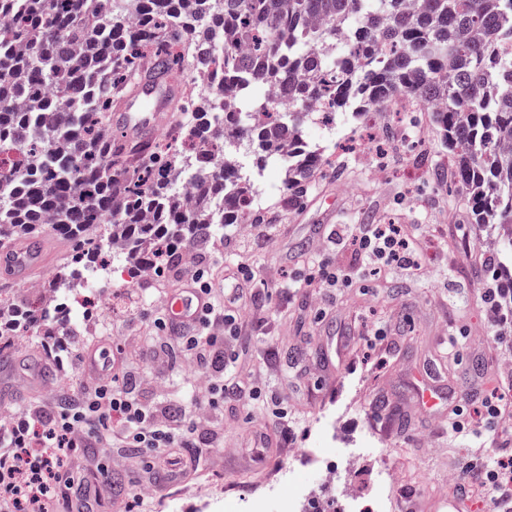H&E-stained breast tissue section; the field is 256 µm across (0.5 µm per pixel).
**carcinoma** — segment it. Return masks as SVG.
<instances>
[{"label":"carcinoma","mask_w":512,"mask_h":512,"mask_svg":"<svg viewBox=\"0 0 512 512\" xmlns=\"http://www.w3.org/2000/svg\"><path fill=\"white\" fill-rule=\"evenodd\" d=\"M214 54L240 94L222 109L190 96L191 119L166 144L127 148L112 105L144 65L174 70ZM278 88L288 109L273 107ZM399 94L430 113L452 158L451 183L498 253L485 275L512 309V0H0V245H36L44 226L68 246L51 281L96 272L121 256L125 272L166 267L174 250L237 224L255 198L243 144L277 162L296 197L322 165L304 138L309 105L358 118ZM224 146L202 168L195 148ZM112 220L120 250L89 227ZM61 314L36 302L33 321Z\"/></svg>","instance_id":"carcinoma-1"}]
</instances>
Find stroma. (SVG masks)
Wrapping results in <instances>:
<instances>
[{
    "label": "stroma",
    "instance_id": "obj_1",
    "mask_svg": "<svg viewBox=\"0 0 512 512\" xmlns=\"http://www.w3.org/2000/svg\"><path fill=\"white\" fill-rule=\"evenodd\" d=\"M380 115L377 129L307 126V140L325 147L328 158L294 201L284 198L278 166L267 165L256 214L272 225L269 238L257 239L254 229L229 224L196 247L197 260L215 282L231 284L239 263L257 274L256 302L242 314L236 348V374L249 389L208 409L215 426L199 433L197 471L143 501L139 512H165V502L174 497L178 512H203L197 498L201 486L252 490L278 469L305 473L312 490L309 507L334 512L338 491L321 484L319 474L334 469L336 457L324 455L314 467L308 455L309 449L323 447L329 426L347 444L365 446L372 434L383 438L380 446H365L359 457L357 492L377 482L388 463L397 473L396 498L464 492L481 503V486L464 474L473 449L449 430L447 415L421 410L413 399L422 383L447 396L461 395L467 423L489 395L512 407V333L501 335L489 319L491 307L482 298L488 286L483 275L488 253L481 245L485 231L474 224L466 205L451 200L448 183L440 178L448 170V150L439 129L415 106L402 111L391 102ZM339 224L403 225L419 244L421 270L391 269L361 281L351 241L330 236ZM314 255L340 270L347 283L318 293L292 289ZM63 257L51 253L22 280L0 266V290L24 307L31 298L29 284L54 277ZM177 286L172 276L149 291L117 272L97 277L86 306L70 314L64 351L46 347L41 336L13 349L19 372L52 370L47 386L30 396L26 407L53 398L60 384L77 388L83 346L122 344L131 372L140 379L135 390L140 402L180 411L188 382H200V374L184 367L177 353L166 365L138 354L140 346L158 348L164 341L144 310L146 302ZM104 291L110 304L98 301ZM373 330L378 336L369 347L363 336ZM277 408L287 411L275 423L277 453L256 462L237 456L248 433L265 426ZM78 463L86 478L100 466L112 475L95 512H114L115 497H126L143 468L141 458L116 446L79 453Z\"/></svg>",
    "mask_w": 512,
    "mask_h": 512
}]
</instances>
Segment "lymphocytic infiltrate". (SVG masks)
Instances as JSON below:
<instances>
[{"label": "lymphocytic infiltrate", "mask_w": 512, "mask_h": 512, "mask_svg": "<svg viewBox=\"0 0 512 512\" xmlns=\"http://www.w3.org/2000/svg\"><path fill=\"white\" fill-rule=\"evenodd\" d=\"M338 235L349 236L364 272L383 269L416 270L420 258L416 242L399 224H343ZM188 282L205 296L198 317L171 325L163 311L151 308L156 329L168 334L184 358L198 368L222 376L232 373L234 344L242 334V293L225 297L207 269H189ZM127 360L112 358L105 375L82 386L77 394L60 399L52 412L38 411L9 426H0V512H49L56 500L89 502L91 485L76 478L71 459L81 448H109L114 442L145 456V473L171 448L184 449V470L194 468L193 435L199 417L181 420L169 409H148L132 395ZM44 448L41 457L25 452L27 444ZM466 471L490 493L491 512H512V456L472 459Z\"/></svg>", "instance_id": "f902f5d3"}]
</instances>
